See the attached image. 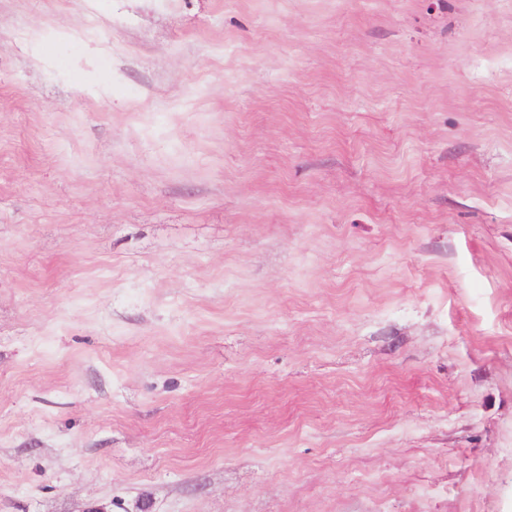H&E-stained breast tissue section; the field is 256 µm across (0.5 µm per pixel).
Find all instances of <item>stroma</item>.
Masks as SVG:
<instances>
[{
    "label": "stroma",
    "mask_w": 512,
    "mask_h": 512,
    "mask_svg": "<svg viewBox=\"0 0 512 512\" xmlns=\"http://www.w3.org/2000/svg\"><path fill=\"white\" fill-rule=\"evenodd\" d=\"M0 512H512V0H0Z\"/></svg>",
    "instance_id": "stroma-1"
}]
</instances>
